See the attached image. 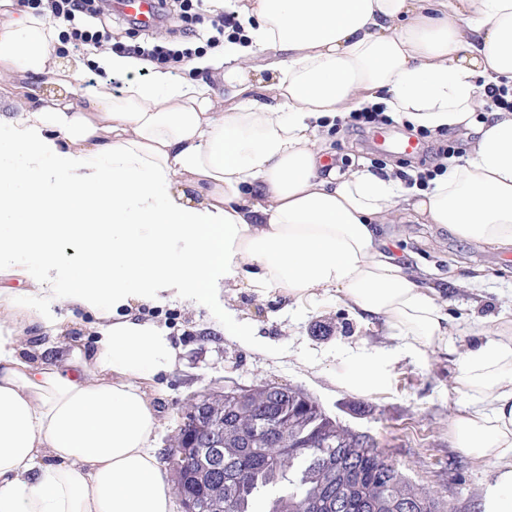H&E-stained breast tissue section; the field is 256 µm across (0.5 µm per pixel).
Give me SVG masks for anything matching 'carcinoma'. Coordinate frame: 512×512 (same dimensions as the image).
Segmentation results:
<instances>
[{
  "label": "carcinoma",
  "instance_id": "carcinoma-1",
  "mask_svg": "<svg viewBox=\"0 0 512 512\" xmlns=\"http://www.w3.org/2000/svg\"><path fill=\"white\" fill-rule=\"evenodd\" d=\"M288 404L283 416L267 391L253 385L227 423L251 433L250 447L224 448V483L206 482L198 501L203 512H251L256 496L281 486L268 512H397L416 498L428 512H451L435 495L393 470L395 464L375 440L326 415L306 392L290 387L282 395ZM308 444L280 451L265 427ZM334 487L344 501L340 511L329 507L327 490Z\"/></svg>",
  "mask_w": 512,
  "mask_h": 512
}]
</instances>
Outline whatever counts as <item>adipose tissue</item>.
<instances>
[{"label": "adipose tissue", "instance_id": "obj_1", "mask_svg": "<svg viewBox=\"0 0 512 512\" xmlns=\"http://www.w3.org/2000/svg\"><path fill=\"white\" fill-rule=\"evenodd\" d=\"M243 40L211 54L213 84L105 55L120 92L81 83L59 31L0 0V512H171L148 396L176 352L142 307L221 312L222 290L297 305L336 295L406 350L448 344V301L399 264L378 227L399 212L512 248V0H238ZM271 50L267 67L255 52ZM147 70L148 81L131 79ZM380 108L413 128L457 130L465 160L420 190L325 167L322 130ZM92 344L65 333L73 311ZM45 340L24 353L27 330ZM453 387L467 457L503 471L484 512H512V320Z\"/></svg>", "mask_w": 512, "mask_h": 512}]
</instances>
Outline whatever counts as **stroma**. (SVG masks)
I'll list each match as a JSON object with an SVG mask.
<instances>
[{
    "label": "stroma",
    "instance_id": "obj_1",
    "mask_svg": "<svg viewBox=\"0 0 512 512\" xmlns=\"http://www.w3.org/2000/svg\"><path fill=\"white\" fill-rule=\"evenodd\" d=\"M325 136L333 162L347 168L362 161L377 175L417 165L406 157L374 149L348 119L337 120ZM399 261L429 270V282L448 300V347L419 356L389 336L383 323L362 320L335 297L301 308L275 291L258 299L241 293L234 306L265 337L268 351L258 352L225 336L223 318L205 307L170 303L146 309L170 331L178 358L150 389L159 411L154 446L169 450L182 415L197 395L227 385L275 383L303 390L322 410L353 430L369 434L402 473L417 486L449 503L453 512H483L489 492L499 483L498 466L466 457L450 433L451 417L468 405L457 395V362L474 340L475 319L495 328L498 316L512 318V250L459 238L436 224L407 215L381 225ZM380 353L383 382L361 395L343 377L354 361Z\"/></svg>",
    "mask_w": 512,
    "mask_h": 512
}]
</instances>
